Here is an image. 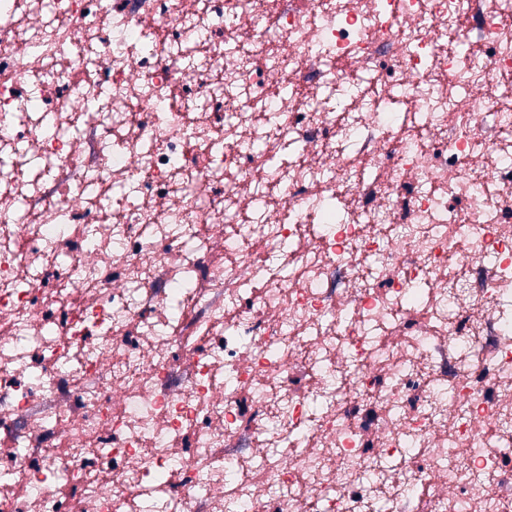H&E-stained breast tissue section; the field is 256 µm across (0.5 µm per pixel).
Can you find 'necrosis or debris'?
Instances as JSON below:
<instances>
[{
  "label": "necrosis or debris",
  "instance_id": "necrosis-or-debris-1",
  "mask_svg": "<svg viewBox=\"0 0 512 512\" xmlns=\"http://www.w3.org/2000/svg\"><path fill=\"white\" fill-rule=\"evenodd\" d=\"M0 160V512H512V0H0Z\"/></svg>",
  "mask_w": 512,
  "mask_h": 512
}]
</instances>
